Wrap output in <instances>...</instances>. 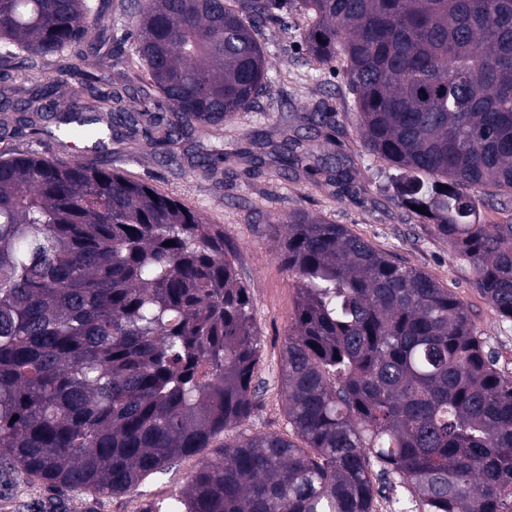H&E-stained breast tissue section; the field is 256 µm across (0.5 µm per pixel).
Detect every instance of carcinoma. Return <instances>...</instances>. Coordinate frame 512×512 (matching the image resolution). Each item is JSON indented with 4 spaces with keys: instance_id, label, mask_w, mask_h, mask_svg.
<instances>
[{
    "instance_id": "1",
    "label": "carcinoma",
    "mask_w": 512,
    "mask_h": 512,
    "mask_svg": "<svg viewBox=\"0 0 512 512\" xmlns=\"http://www.w3.org/2000/svg\"><path fill=\"white\" fill-rule=\"evenodd\" d=\"M293 12L312 70L341 62L365 148L401 171L397 205L512 323V214L481 219L490 197L512 206V0H0V65L27 61L0 88V128L99 150L124 128L169 162L196 132L219 183L224 123L270 81L261 26ZM114 17L135 57L112 88L85 73L59 101L43 59ZM156 92L162 114L123 106ZM291 123L314 139L336 112ZM273 228L297 291L279 372L290 433L219 443L258 412L262 356L224 226L100 161L0 156V473L124 496L211 448L140 512H376V468L401 488L396 512H512V374L467 305L342 224L294 210ZM201 458L202 455H195L179 460L173 468L152 475L140 489L154 500L171 496L186 485Z\"/></svg>"
}]
</instances>
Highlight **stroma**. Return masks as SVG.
<instances>
[{"instance_id": "1", "label": "stroma", "mask_w": 512, "mask_h": 512, "mask_svg": "<svg viewBox=\"0 0 512 512\" xmlns=\"http://www.w3.org/2000/svg\"><path fill=\"white\" fill-rule=\"evenodd\" d=\"M303 23L298 16L286 30L274 24L261 28V40L278 45L277 51L267 57L271 81L254 112L242 123L243 128L249 129V136L233 133L224 139L223 182L216 184L202 177L201 158L206 147L193 137L181 140L173 163L145 152L138 139L112 142L102 156L104 163L181 199L211 223L223 225L224 240L236 254L237 273L253 292L263 347L256 373L263 386L261 409L257 418L243 428L226 431L224 438L228 441L242 432H288L280 401L279 363L297 294L293 280L276 256L277 238L268 223L295 209L345 225L377 249L397 254L406 264L427 272L465 302L478 334L494 348L499 367L512 371V328L504 329L476 287L472 267L454 256L446 242L430 234L427 219L406 220L395 202L400 175L364 149L356 131L354 97L342 71L325 70L319 83L305 79L308 59L298 32ZM116 48L122 56L134 54L131 42L123 41L121 29L115 27L103 49H92L87 43L77 45L72 48L65 69L50 63L43 73L47 78L59 79L60 93H69L76 83L75 73L92 71L109 79L114 73L112 51ZM318 103L335 108L337 124L331 139L304 144L306 164L314 168V176L281 175L282 139L278 129L285 115ZM1 152H36L49 159L64 156L48 134L29 129L0 134ZM242 152L258 158L255 173H245L238 161ZM254 207L264 215V222L244 221V214ZM199 461L196 455L186 457L173 468L152 475L144 482L140 496H75L55 493L42 485L8 489L0 484V512H38L41 504L51 498L62 512H140L143 497L163 499L181 490Z\"/></svg>"}]
</instances>
